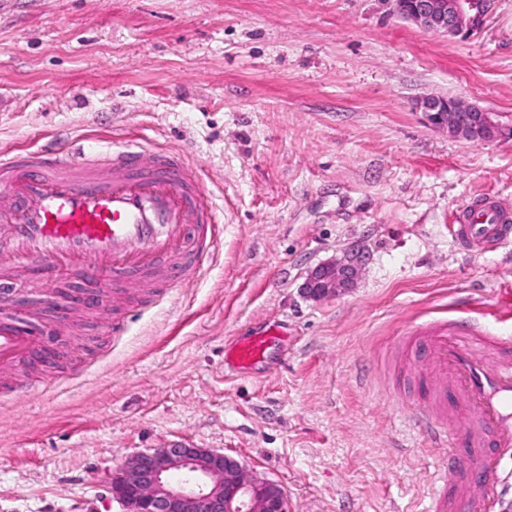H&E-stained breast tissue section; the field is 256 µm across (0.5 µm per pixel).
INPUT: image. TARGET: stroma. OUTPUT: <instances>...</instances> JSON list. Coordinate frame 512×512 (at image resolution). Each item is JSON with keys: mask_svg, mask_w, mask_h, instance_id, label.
<instances>
[{"mask_svg": "<svg viewBox=\"0 0 512 512\" xmlns=\"http://www.w3.org/2000/svg\"><path fill=\"white\" fill-rule=\"evenodd\" d=\"M432 95L512 121V0L465 40L391 0H0V152L142 139L200 162L222 220L199 275L0 369V512H122L110 472L175 442L278 482L289 512H420L447 451L404 427L423 395L398 339L467 298L497 332L512 289V242L467 253L451 229L472 194L512 207V139L448 137L416 108ZM349 248L355 288L303 295ZM264 322L287 332L268 363L225 372V342Z\"/></svg>", "mask_w": 512, "mask_h": 512, "instance_id": "35a3bbf8", "label": "stroma"}]
</instances>
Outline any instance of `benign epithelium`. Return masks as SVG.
Instances as JSON below:
<instances>
[{
	"label": "benign epithelium",
	"mask_w": 512,
	"mask_h": 512,
	"mask_svg": "<svg viewBox=\"0 0 512 512\" xmlns=\"http://www.w3.org/2000/svg\"><path fill=\"white\" fill-rule=\"evenodd\" d=\"M393 13L425 33L468 38L480 33L492 0H392ZM430 125L448 136L490 143L512 138V123L476 103L448 96H427L418 103ZM365 255L351 249L314 268L303 290L314 300L336 297L355 285ZM98 297L83 288L51 304L62 318L73 306ZM112 499L125 512H288V499L277 482L249 472L236 458L209 448L173 444L129 457L112 472Z\"/></svg>",
	"instance_id": "7a95c632"
}]
</instances>
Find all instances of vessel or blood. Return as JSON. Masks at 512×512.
Here are the masks:
<instances>
[{
    "label": "vessel or blood",
    "instance_id": "vessel-or-blood-1",
    "mask_svg": "<svg viewBox=\"0 0 512 512\" xmlns=\"http://www.w3.org/2000/svg\"><path fill=\"white\" fill-rule=\"evenodd\" d=\"M219 233L212 194L198 166L137 142L72 149L53 140L0 154V284L33 269L71 261L101 297H120L152 274L174 286L171 272L195 270ZM454 237L469 252L512 242V210L477 193L455 214ZM279 340L269 328L224 348V365L254 371ZM424 365V404L409 414L416 428L448 447L423 512H453V471L472 476L461 492L467 512L512 506V331L488 332L459 317L405 337ZM38 333L0 317V367L31 358ZM466 447L457 455V447Z\"/></svg>",
    "mask_w": 512,
    "mask_h": 512
}]
</instances>
